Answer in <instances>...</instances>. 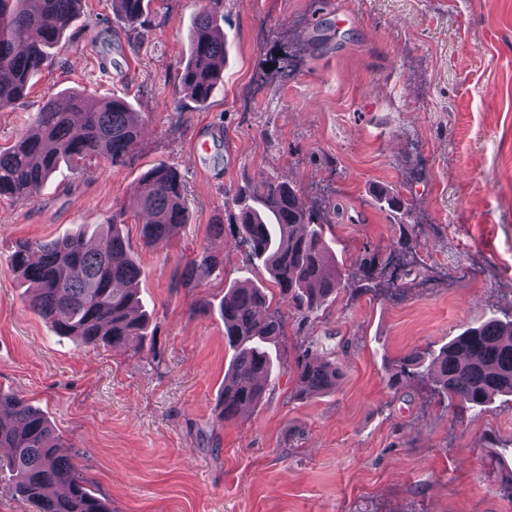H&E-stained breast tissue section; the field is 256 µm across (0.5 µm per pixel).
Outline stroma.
I'll use <instances>...</instances> for the list:
<instances>
[{
	"mask_svg": "<svg viewBox=\"0 0 512 512\" xmlns=\"http://www.w3.org/2000/svg\"><path fill=\"white\" fill-rule=\"evenodd\" d=\"M207 5L152 0L133 32L112 0H87L28 95L0 107V145L70 91L126 97L144 127L122 162L60 165L32 204L0 198V391L40 408L112 512H512V396L477 415L420 378L390 385L393 360L512 319V0H224V83L196 108L175 75ZM158 162L180 173L190 220L149 247L135 191ZM261 173L316 214L339 207L325 234L342 281L308 320L285 313L274 387L224 421V290L278 288L212 226ZM116 214L156 333L140 356L56 335L12 264L20 242ZM403 224L414 257L366 280L361 260L388 256ZM205 251L219 269L187 277ZM308 336L343 376L299 398Z\"/></svg>",
	"mask_w": 512,
	"mask_h": 512,
	"instance_id": "stroma-1",
	"label": "stroma"
}]
</instances>
